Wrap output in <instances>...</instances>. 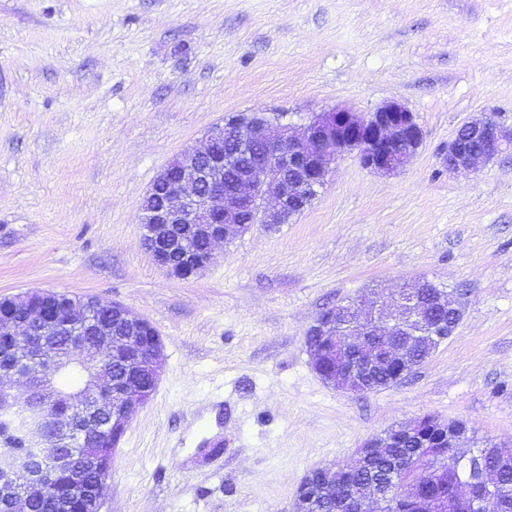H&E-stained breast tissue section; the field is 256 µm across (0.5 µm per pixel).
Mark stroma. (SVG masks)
Segmentation results:
<instances>
[{
  "instance_id": "stroma-1",
  "label": "stroma",
  "mask_w": 512,
  "mask_h": 512,
  "mask_svg": "<svg viewBox=\"0 0 512 512\" xmlns=\"http://www.w3.org/2000/svg\"><path fill=\"white\" fill-rule=\"evenodd\" d=\"M389 101L423 130L401 172L342 156L304 211L187 280L144 248L157 172L225 117ZM481 116L512 127V0H0V298L118 302L164 347L102 512H292L311 469L426 415L512 448V150L448 170ZM422 279L463 317L408 377L349 394L315 373L322 310Z\"/></svg>"
}]
</instances>
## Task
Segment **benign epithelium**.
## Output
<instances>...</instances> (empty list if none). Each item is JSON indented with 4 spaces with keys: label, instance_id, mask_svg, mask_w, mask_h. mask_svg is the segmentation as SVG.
Here are the masks:
<instances>
[{
    "label": "benign epithelium",
    "instance_id": "benign-epithelium-1",
    "mask_svg": "<svg viewBox=\"0 0 512 512\" xmlns=\"http://www.w3.org/2000/svg\"><path fill=\"white\" fill-rule=\"evenodd\" d=\"M236 143L237 152L251 155L249 172L236 183H224V170L233 156L218 151L224 141ZM423 140V131L414 114L397 102L387 103L364 114L348 109L323 112L309 122L303 134L295 136L292 128L278 120L253 119V113H239L214 126L206 136V145L199 151L184 153L163 166L155 176L140 205V223L144 224V242L154 262L168 275L189 279L207 269L216 260L214 244L242 234L252 224H278L288 215L289 208L301 212L311 198L309 192L323 186L326 177L345 152L356 155L360 164L372 171L392 174L403 169L416 155ZM512 147V131L496 121L481 117L464 123L448 143V170L476 172L490 158ZM186 225L177 233V241L199 239L203 251L183 254L181 260L171 258L173 246L161 238L156 226ZM423 281L415 288L384 293L372 289L348 304L322 311L307 331L313 340L307 342L313 361L323 363L336 359V374L328 379L317 375L336 389L365 393L364 376L390 361L405 362L398 379H403L415 367L410 358L415 346L431 355L439 337L426 336L427 309L421 291ZM28 296L11 298L14 305L25 310V316H13L0 311V338H14L23 345L28 359L14 360L0 367L3 375L30 378L25 363H33L51 382L69 366L87 362L88 328H94L99 352L93 358L94 375L78 394L88 402L80 406L86 420L102 417L105 430L112 432V447L103 448L88 458L86 466L95 476V486L89 502L90 512H100L101 492L112 467V456L131 421L146 406L159 382L158 363L163 348L155 337L147 347L133 338L141 329H151L144 318L134 315L116 302L105 305L112 312L116 325L126 327L127 335L112 338L109 329L94 325L93 308L71 303L65 308L67 326L71 328L68 356L62 357L47 347L48 337L58 331V322L46 310L28 308ZM438 306L448 310L455 319L462 318L458 304L438 290L433 295ZM411 308V318L420 327V336L399 337L395 334L400 313ZM121 359L128 373H149L151 386L126 381L113 383L107 365ZM21 409L16 394L0 389V411L14 413ZM436 431L448 438V447L459 449L465 442L462 422H443L431 418ZM424 418L388 430L369 439L359 449L354 471L365 469L366 457L405 442H417L431 448L424 431ZM28 447L38 458L54 466V470L75 477L74 491L82 497L88 494L82 483L78 465V450L54 447L45 434L44 418L28 420L21 428ZM0 485L13 491L14 505L19 512H28V503L47 495V473L32 468L30 459L8 443L0 444Z\"/></svg>",
    "mask_w": 512,
    "mask_h": 512
}]
</instances>
